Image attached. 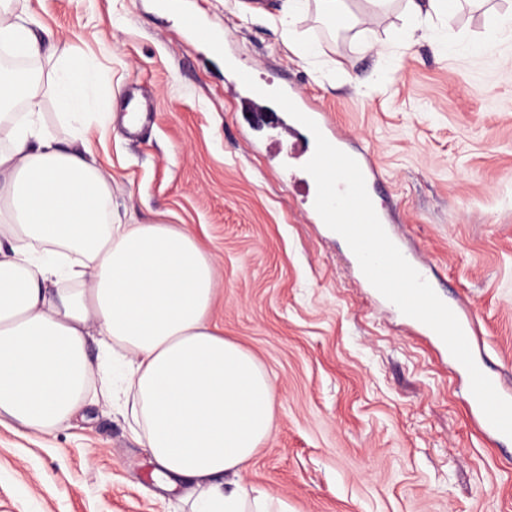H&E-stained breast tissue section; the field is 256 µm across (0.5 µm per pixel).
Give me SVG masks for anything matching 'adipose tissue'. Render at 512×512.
<instances>
[{
	"mask_svg": "<svg viewBox=\"0 0 512 512\" xmlns=\"http://www.w3.org/2000/svg\"><path fill=\"white\" fill-rule=\"evenodd\" d=\"M405 28L452 29L461 0H401ZM18 0H0V425L49 435L120 386L154 475L190 485L191 512H288L235 482L273 431L276 388L211 322L214 268L190 230L121 224L112 176L63 146L39 111L56 99L82 141L105 126L85 57L43 48ZM100 362H93L89 344Z\"/></svg>",
	"mask_w": 512,
	"mask_h": 512,
	"instance_id": "obj_1",
	"label": "adipose tissue"
}]
</instances>
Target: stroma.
<instances>
[{
  "label": "stroma",
  "mask_w": 512,
  "mask_h": 512,
  "mask_svg": "<svg viewBox=\"0 0 512 512\" xmlns=\"http://www.w3.org/2000/svg\"><path fill=\"white\" fill-rule=\"evenodd\" d=\"M44 44L89 57L99 96L156 109L130 136L97 129L124 223L189 229L216 272L211 320L273 380L274 429L241 473L288 512H512V449L483 436L456 366L365 288L346 241L315 223L313 178L289 120L251 112L235 69L316 99L371 150L392 230L439 291L472 306L476 343L512 363V34L472 54L489 9L464 6L400 42L398 11L336 33L302 14L318 60L281 36V0H188L223 37L220 60L151 0H26ZM371 47L360 50V40ZM447 40V52L435 44ZM111 401L35 436L0 426V512H189L153 479Z\"/></svg>",
  "instance_id": "stroma-1"
}]
</instances>
